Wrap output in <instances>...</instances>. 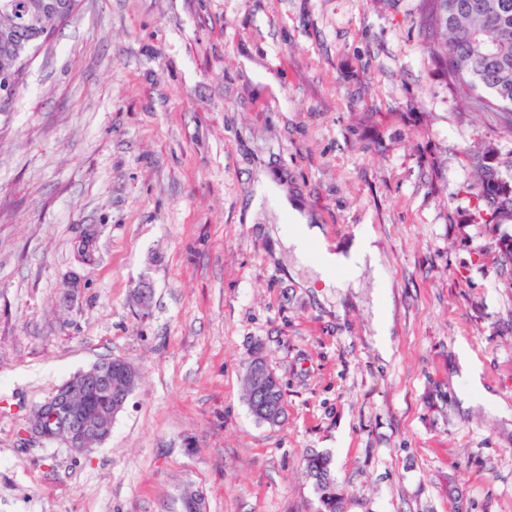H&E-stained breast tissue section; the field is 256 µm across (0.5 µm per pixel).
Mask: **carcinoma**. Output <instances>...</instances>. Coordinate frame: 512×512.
Returning <instances> with one entry per match:
<instances>
[{"mask_svg": "<svg viewBox=\"0 0 512 512\" xmlns=\"http://www.w3.org/2000/svg\"><path fill=\"white\" fill-rule=\"evenodd\" d=\"M14 31L0 34V81L10 80L13 91L23 83L19 58L33 52L42 36L52 37L60 21L35 13L39 0H11ZM429 49L469 106L491 112L512 134V0H425ZM478 214L486 224L512 223V174L505 176L496 157H479ZM307 470L315 479L321 512H340L328 470V460L314 455Z\"/></svg>", "mask_w": 512, "mask_h": 512, "instance_id": "carcinoma-1", "label": "carcinoma"}]
</instances>
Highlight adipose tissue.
Wrapping results in <instances>:
<instances>
[{
  "label": "adipose tissue",
  "mask_w": 512,
  "mask_h": 512,
  "mask_svg": "<svg viewBox=\"0 0 512 512\" xmlns=\"http://www.w3.org/2000/svg\"><path fill=\"white\" fill-rule=\"evenodd\" d=\"M266 203L289 218L288 223L272 229V236L286 244L298 261H313L318 279L324 286L335 284L337 272L354 274L365 264L375 263L377 237L372 231H359L347 243L330 248L321 225L311 223L309 216L284 191L269 177L263 176L256 184L251 206L257 209Z\"/></svg>",
  "instance_id": "1"
}]
</instances>
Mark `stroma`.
<instances>
[{"instance_id": "1", "label": "stroma", "mask_w": 512, "mask_h": 512, "mask_svg": "<svg viewBox=\"0 0 512 512\" xmlns=\"http://www.w3.org/2000/svg\"><path fill=\"white\" fill-rule=\"evenodd\" d=\"M423 17V0H79L0 112V512H183L195 493L205 512H319L315 454L342 512H512V224L475 210L479 155L512 163V137L463 103ZM261 172L330 244L371 229L378 267L333 288L288 275L264 230L281 216L249 208ZM113 356L139 378L104 443L23 439ZM256 356L282 385L276 425L244 395ZM460 361L463 367L465 376L468 378L470 384L478 389H481V376H482V364L481 362L470 352L467 346L460 348Z\"/></svg>"}]
</instances>
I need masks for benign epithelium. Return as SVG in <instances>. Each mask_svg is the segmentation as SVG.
Here are the masks:
<instances>
[{"label":"benign epithelium","mask_w":512,"mask_h":512,"mask_svg":"<svg viewBox=\"0 0 512 512\" xmlns=\"http://www.w3.org/2000/svg\"><path fill=\"white\" fill-rule=\"evenodd\" d=\"M99 228L88 227L79 237V249L92 258ZM138 372L125 358L113 357L79 374L76 381L60 386L27 418L26 438L59 440L75 455H86L111 434L112 423L124 409ZM253 392L272 391L278 380L266 363L256 360L248 370Z\"/></svg>","instance_id":"obj_1"}]
</instances>
